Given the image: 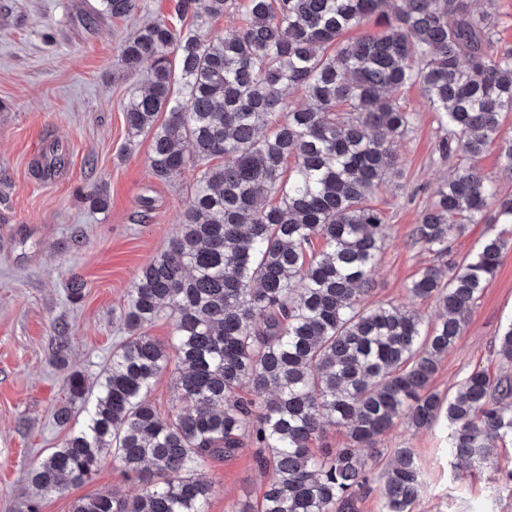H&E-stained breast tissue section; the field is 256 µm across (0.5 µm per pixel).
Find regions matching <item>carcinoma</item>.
<instances>
[{"mask_svg": "<svg viewBox=\"0 0 512 512\" xmlns=\"http://www.w3.org/2000/svg\"><path fill=\"white\" fill-rule=\"evenodd\" d=\"M233 2L177 0L191 28L151 23L117 46L127 73L150 63L123 112L129 136L151 137L154 176L199 172L179 234L127 292L128 336L95 389L69 375L55 412L66 438L28 473L36 495L62 493L90 481L109 452L143 494L96 492L72 512H209L213 489L199 469L246 442L271 478L260 501L229 512H359L377 445L399 424L446 421L450 453L470 466L512 440L511 374L476 370L449 399L430 389L512 230V195L499 197L473 164L512 112V48L494 38L496 0L477 12L472 0H241L243 25L211 34ZM99 4L115 18L136 8ZM373 17L380 30L343 40ZM408 84L437 113L441 154L460 155L413 229L415 243L448 259V275L427 265L409 285L442 311L427 325L392 303L363 305L389 237L372 194L402 177L396 143L413 121L391 92ZM290 88L315 105L292 106ZM490 207L504 230L456 258L453 241ZM164 312L167 344L145 332ZM495 354L512 368V323ZM166 371L182 403L162 417L148 393ZM77 402L86 420L75 430ZM330 428L345 429L348 444L313 447ZM384 478L379 512H412L422 489L412 449H395Z\"/></svg>", "mask_w": 512, "mask_h": 512, "instance_id": "obj_1", "label": "carcinoma"}]
</instances>
